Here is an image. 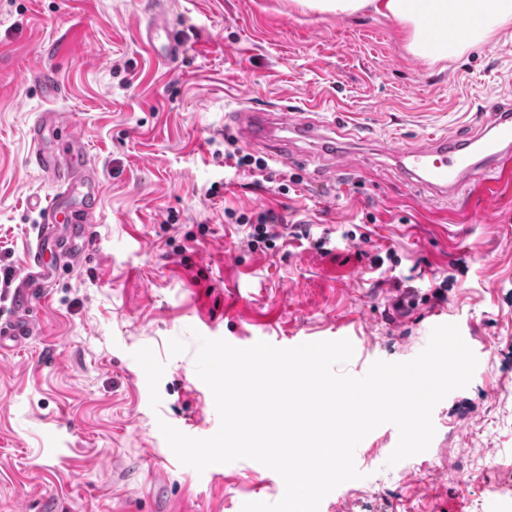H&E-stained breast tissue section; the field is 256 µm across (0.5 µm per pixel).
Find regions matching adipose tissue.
Masks as SVG:
<instances>
[{"label":"adipose tissue","mask_w":512,"mask_h":512,"mask_svg":"<svg viewBox=\"0 0 512 512\" xmlns=\"http://www.w3.org/2000/svg\"><path fill=\"white\" fill-rule=\"evenodd\" d=\"M302 10L351 15L366 8L394 18L405 28L408 48L416 56L440 61L463 53L512 27V0H294ZM440 24L465 21L452 42H427L424 19Z\"/></svg>","instance_id":"adipose-tissue-1"}]
</instances>
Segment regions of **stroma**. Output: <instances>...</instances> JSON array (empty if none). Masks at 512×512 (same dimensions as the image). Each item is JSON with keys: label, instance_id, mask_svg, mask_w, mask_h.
<instances>
[{"label": "stroma", "instance_id": "obj_1", "mask_svg": "<svg viewBox=\"0 0 512 512\" xmlns=\"http://www.w3.org/2000/svg\"><path fill=\"white\" fill-rule=\"evenodd\" d=\"M186 52L156 62L143 40L152 0H0V308L36 243L33 198L55 185L31 160L41 112L63 113L102 180L95 244L33 306L27 344L0 351V512H239L278 501L270 469L224 479L176 463L158 423L206 438L219 428L198 377L195 335L350 337L342 370L406 362L432 329L457 325L478 365L432 413L426 452L394 466L384 424L357 446L363 477L319 512H512V181L431 201L404 185L383 143L470 129L512 93V30L444 61L407 48L403 27L364 9L304 12L292 0H163ZM60 94L34 79L47 45ZM317 102L353 153L300 168L281 194L224 165L225 113ZM274 209L310 236L251 248L224 211ZM376 223H368V216ZM325 239V251L313 248ZM384 258L381 268L372 256ZM446 297L401 316L397 285ZM474 472L448 480L447 465Z\"/></svg>", "mask_w": 512, "mask_h": 512}]
</instances>
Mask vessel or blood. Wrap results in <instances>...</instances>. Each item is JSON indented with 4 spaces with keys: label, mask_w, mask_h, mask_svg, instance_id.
Returning a JSON list of instances; mask_svg holds the SVG:
<instances>
[{
    "label": "vessel or blood",
    "mask_w": 512,
    "mask_h": 512,
    "mask_svg": "<svg viewBox=\"0 0 512 512\" xmlns=\"http://www.w3.org/2000/svg\"><path fill=\"white\" fill-rule=\"evenodd\" d=\"M146 44L154 57L166 64L179 61L184 52L169 14L153 10L145 25ZM239 137L268 150L286 167L305 166L307 154L290 152L294 141L315 145L317 154L336 158L342 149L335 128L308 118L288 119L257 108L230 112ZM34 164L56 183L57 190L43 200L42 224L36 247L16 278L12 314L0 318V349L22 343L32 334L29 315L32 300L46 288L56 265H77L93 242L92 222L100 196L95 166L90 164L77 134L66 133L60 113L44 112L31 129ZM395 169L410 186L426 190L431 200L445 202L473 184L494 190L506 168L512 167V100L490 104L480 115L478 130L469 136H432L418 145L392 147ZM56 263H49L48 255Z\"/></svg>",
    "instance_id": "obj_1"
}]
</instances>
